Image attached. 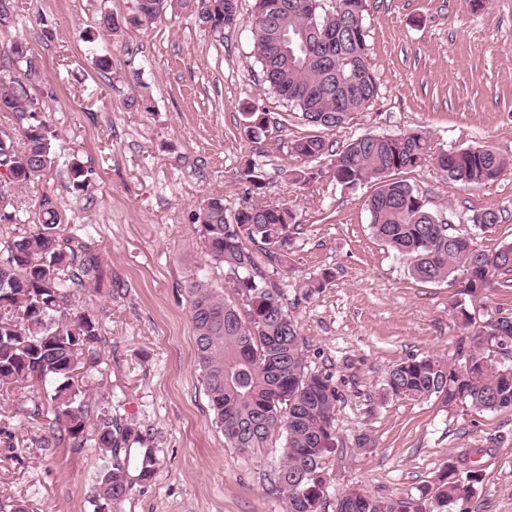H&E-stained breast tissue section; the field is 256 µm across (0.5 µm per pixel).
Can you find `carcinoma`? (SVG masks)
Returning a JSON list of instances; mask_svg holds the SVG:
<instances>
[{"label":"carcinoma","mask_w":512,"mask_h":512,"mask_svg":"<svg viewBox=\"0 0 512 512\" xmlns=\"http://www.w3.org/2000/svg\"><path fill=\"white\" fill-rule=\"evenodd\" d=\"M129 19L148 26L161 17L151 4ZM199 24L214 33L240 24L238 0H180ZM368 0H254L249 24L263 84L285 100L302 120L334 128L367 109L378 95L367 43ZM30 49L22 39L7 50L10 61L0 67V112L12 123L0 124V224L17 232L0 241V389L23 384L47 387L33 401L32 418L53 417L37 440L41 448L66 442L74 448L99 449L103 465L92 496L93 512H112L132 490L121 458L129 443H144L141 431L118 423L112 404L89 414V381L80 369L97 363L99 321L90 312L70 313L72 297L98 272V258L85 238L61 233L55 199L45 193L37 201L31 223L22 222L11 199L45 178L56 167L55 130L41 115L25 78L31 75ZM244 133L257 140L274 124L270 113L251 106L243 113ZM290 154L307 164L325 159L332 177L345 188L371 181L377 188L366 201L373 234L408 261L412 278L424 283H459L472 300L491 285L495 272L512 273V243L492 254L473 248L471 240L450 241L460 232L438 226L448 222L432 213L418 191L396 178L422 167L432 146L417 131L397 135H363L345 146L318 135L289 144ZM444 175L470 187L502 177L512 162L489 146L440 153ZM76 193L87 190L91 170L73 157L67 164ZM244 204L228 216L221 196L209 197L191 217L211 258L234 276L244 308L227 301L204 277L190 289V314L198 367L224 440L240 453L254 455L275 438L282 441L283 462L275 491L288 512H320L324 495L322 461L336 447L338 392L327 374L308 371L297 323L285 309L279 290L270 287L252 247L268 264L288 266L292 233L299 226L290 210L263 205L255 198L266 187L261 165L244 161ZM467 222L480 230L500 222L494 210L477 211ZM324 270L301 285L309 298L331 281ZM470 346L450 365L433 357H408L388 372L385 395L396 399L432 396L452 405L467 402L477 412L512 409V355L509 363L488 368L490 356L504 344L512 347V319L475 325L463 301L455 306ZM156 459L145 449L138 481L155 473ZM482 483L476 461L451 457L443 467L432 498L438 509L467 512L466 505ZM336 512H429L426 501H386L358 490L336 500Z\"/></svg>","instance_id":"carcinoma-1"}]
</instances>
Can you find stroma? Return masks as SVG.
Masks as SVG:
<instances>
[{
	"label": "stroma",
	"instance_id": "obj_1",
	"mask_svg": "<svg viewBox=\"0 0 512 512\" xmlns=\"http://www.w3.org/2000/svg\"><path fill=\"white\" fill-rule=\"evenodd\" d=\"M137 0H14L15 18L0 28V52L13 39L31 48L28 85L58 134L56 149L93 171L85 192L73 193L65 168L22 191L33 203L56 199L64 232L83 229L98 257L100 276L72 302L92 308L102 327L91 408L110 402L114 414L140 429L157 459L150 483H134L117 512H287L274 490L282 443L247 456L229 448L197 364L189 288L206 274L224 298L233 278L210 263L190 217L204 198L219 195L228 211L243 201L238 170L246 156L264 165L263 202L290 209L300 228L288 268L269 273L297 322L309 370L330 374L338 391L337 449L322 463L321 512L357 488L387 501L434 490L448 457L477 460L483 481L468 512H512V410L477 412L469 403L387 399L388 371L402 359H457L464 334L446 283H422L405 259L372 233L368 181L336 184L326 160L322 176L295 183L290 140L319 134L342 147L371 133L422 132L440 151L490 146L512 158V0H369L366 25L378 82L375 101L342 126L305 125L260 78L247 27L218 35L179 4L149 27L130 25ZM123 20L112 51L114 75L92 63L81 34L102 12ZM140 70L139 78L129 73ZM148 90L151 112L126 109ZM251 103L277 124L250 141L242 110ZM427 206L492 253L512 242V173L477 188L446 178L434 162L404 173ZM492 209L501 221L474 229L473 211ZM326 288L303 297L299 284L321 270ZM466 307L476 322L512 317V281L497 273L492 286ZM34 394H0V512H93L102 466L95 448L35 444L40 421L28 410ZM369 447H359L361 437Z\"/></svg>",
	"mask_w": 512,
	"mask_h": 512
}]
</instances>
